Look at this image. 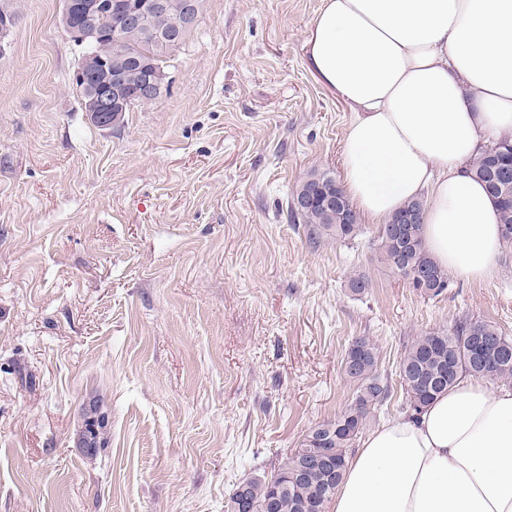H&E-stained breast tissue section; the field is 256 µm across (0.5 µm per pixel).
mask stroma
Instances as JSON below:
<instances>
[{"instance_id": "35a3bbf8", "label": "stroma", "mask_w": 512, "mask_h": 512, "mask_svg": "<svg viewBox=\"0 0 512 512\" xmlns=\"http://www.w3.org/2000/svg\"><path fill=\"white\" fill-rule=\"evenodd\" d=\"M322 0H205L152 104L104 130L81 108L62 0H0V512H224L357 385L457 320L512 336V249L441 296L380 259L377 226L310 244L287 202L341 176L350 106L311 70ZM369 283L351 294V276ZM105 415L94 457L82 411Z\"/></svg>"}]
</instances>
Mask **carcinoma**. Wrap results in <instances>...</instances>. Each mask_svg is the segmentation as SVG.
Masks as SVG:
<instances>
[{
	"label": "carcinoma",
	"instance_id": "cac0c4a2",
	"mask_svg": "<svg viewBox=\"0 0 512 512\" xmlns=\"http://www.w3.org/2000/svg\"><path fill=\"white\" fill-rule=\"evenodd\" d=\"M62 22L73 28L85 26L83 2L64 0ZM165 8L154 14L148 27L129 26L119 39L112 37L113 23L125 0H112V10L103 9L96 18V30L90 40L89 52L96 56L95 65L86 74L81 100L97 85L112 81V69L122 70L125 104L112 113V125L124 122L125 112L135 105H147L154 98L141 92L145 73L164 67L172 51L182 45L195 28L178 30L173 22L181 15L186 0H163ZM169 32L174 39L159 43L156 31ZM470 173L480 180L489 196L498 204L502 224V245L512 247V149L504 142H491L471 161ZM309 204L299 208L297 198ZM290 214L305 224L310 243L324 237L349 240L359 231L358 215L336 178L327 173L311 175L292 194L288 203ZM425 203L418 198L407 202L393 214L384 228L378 230V250L384 263L407 277H423L421 293L429 297L442 295L450 286L448 271L428 254L423 238ZM411 216L406 225L408 234L398 240L391 228L404 216ZM344 372L357 383L352 403L335 419L316 425L304 437L301 447L291 449L277 470L248 478L250 512H268V501L279 484H284L274 512H299V505L308 512H325L327 502L341 478L348 451L363 432L371 411L383 406L392 397V386L378 371L374 345L358 338L343 359ZM474 378L512 382V336L479 319H464L446 330L428 333L413 340L399 364V377L405 391V404L413 412L440 393L448 390L462 375ZM84 429L81 447L88 454L98 448L104 417L96 407L83 411Z\"/></svg>",
	"mask_w": 512,
	"mask_h": 512
}]
</instances>
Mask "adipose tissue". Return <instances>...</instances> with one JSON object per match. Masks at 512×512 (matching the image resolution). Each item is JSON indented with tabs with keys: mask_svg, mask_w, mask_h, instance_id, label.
I'll use <instances>...</instances> for the list:
<instances>
[{
	"mask_svg": "<svg viewBox=\"0 0 512 512\" xmlns=\"http://www.w3.org/2000/svg\"><path fill=\"white\" fill-rule=\"evenodd\" d=\"M309 63L354 112L344 191L385 221L425 197L424 245L468 281L498 269L500 217L470 161L512 139V0H323ZM329 512H512V389L461 376L371 430Z\"/></svg>",
	"mask_w": 512,
	"mask_h": 512,
	"instance_id": "adipose-tissue-1",
	"label": "adipose tissue"
}]
</instances>
